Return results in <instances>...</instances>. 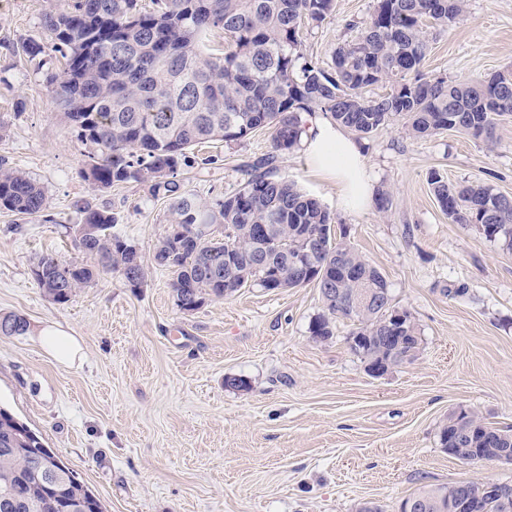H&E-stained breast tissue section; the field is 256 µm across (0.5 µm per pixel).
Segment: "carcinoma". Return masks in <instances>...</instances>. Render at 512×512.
Listing matches in <instances>:
<instances>
[{
    "label": "carcinoma",
    "mask_w": 512,
    "mask_h": 512,
    "mask_svg": "<svg viewBox=\"0 0 512 512\" xmlns=\"http://www.w3.org/2000/svg\"><path fill=\"white\" fill-rule=\"evenodd\" d=\"M467 0H376L355 42L336 47L330 69L300 51L304 22L321 23L334 0H160L146 10L138 0H60L45 14L44 36L28 39L29 58L60 53V74L50 75L57 109L85 148L80 174L105 191L135 181L169 201V227L157 240L154 261L172 270L177 306L193 312L208 299L241 288L266 290L315 284L323 313L311 324L328 339L336 322H353L352 336H369L392 316L385 277L356 250L339 262L319 240L333 217L316 199L278 176L277 158L301 142L316 112L367 137L395 116L414 138L454 130L493 141L494 120L512 112V68L487 81L416 75L429 49V28H446L466 11ZM219 28L224 53L204 51L203 37ZM386 81L377 98L364 90ZM271 129L272 152L255 160L234 192L207 202L176 179L186 151L203 141L238 142ZM428 182L448 219L473 225L512 247V198L482 183L457 185L440 172ZM43 188L0 157V210L38 217ZM79 257L41 255L33 266L43 294L64 303L79 288L109 273L139 288L147 275L142 257L120 235L116 213L88 201L75 204ZM18 314L0 316V336H23ZM390 367L413 360L421 337L409 319ZM471 461L488 457L495 434L509 436L476 412L460 423ZM51 462L67 479L53 482ZM451 485H426L407 499L413 512H448ZM0 512H104L100 500L46 448L42 437L0 406Z\"/></svg>",
    "instance_id": "obj_1"
}]
</instances>
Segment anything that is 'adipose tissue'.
Returning <instances> with one entry per match:
<instances>
[{
	"label": "adipose tissue",
	"instance_id": "obj_1",
	"mask_svg": "<svg viewBox=\"0 0 512 512\" xmlns=\"http://www.w3.org/2000/svg\"><path fill=\"white\" fill-rule=\"evenodd\" d=\"M302 146L312 169L335 182L344 210L358 213L372 205L375 186L364 149L344 127L313 122L302 137ZM37 336L45 351L59 364L71 365L82 357L79 338L61 325L42 327Z\"/></svg>",
	"mask_w": 512,
	"mask_h": 512
}]
</instances>
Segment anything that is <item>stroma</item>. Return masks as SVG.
<instances>
[{
  "label": "stroma",
  "mask_w": 512,
  "mask_h": 512,
  "mask_svg": "<svg viewBox=\"0 0 512 512\" xmlns=\"http://www.w3.org/2000/svg\"><path fill=\"white\" fill-rule=\"evenodd\" d=\"M57 0H0V156L44 189L41 217L0 211V314L29 322L0 337V405L37 431L102 502L105 512H384L427 484L511 482L512 463H463L441 447L438 426L459 408L512 429V248L452 223L428 183L479 182L512 197V114L498 117L493 143L453 130L413 139L395 119L361 144L389 205L344 211L334 182L315 175L303 149L281 154L294 181L335 218L352 245L387 280L420 329L411 362L376 378L349 347L350 321L314 340L323 311L318 288L258 286L185 313L171 271L152 265L168 228V204L130 181L105 192L80 175L84 149L52 103L49 67L21 51L42 35ZM373 0H335L331 16L302 27L303 52L326 68L337 45L360 37ZM512 66V0H468L431 35L425 76L479 79ZM272 150L271 132L194 146L184 187L210 201L237 189L244 167ZM83 200L117 213L114 231L149 265L141 287L100 277L67 303L35 284L37 258L75 256L74 209ZM61 324L83 358L58 364L37 328ZM229 377L247 380L241 391Z\"/></svg>",
  "instance_id": "35a3bbf8"
}]
</instances>
